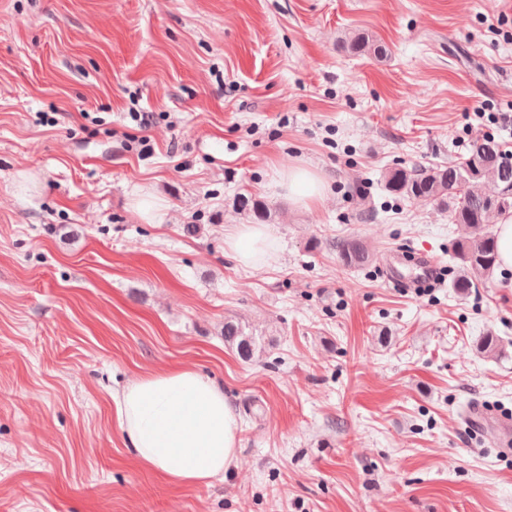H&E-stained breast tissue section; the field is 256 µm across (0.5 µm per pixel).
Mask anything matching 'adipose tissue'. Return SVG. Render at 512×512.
Returning a JSON list of instances; mask_svg holds the SVG:
<instances>
[{
  "mask_svg": "<svg viewBox=\"0 0 512 512\" xmlns=\"http://www.w3.org/2000/svg\"><path fill=\"white\" fill-rule=\"evenodd\" d=\"M270 186L306 207L324 194L320 178L300 166L275 168ZM224 243L243 265L253 266L265 254L268 234L261 224H234L225 229ZM113 400L133 457L170 486L209 484L237 458L236 411L223 387L193 368L140 375Z\"/></svg>",
  "mask_w": 512,
  "mask_h": 512,
  "instance_id": "ef3b65f1",
  "label": "adipose tissue"
}]
</instances>
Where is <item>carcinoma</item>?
I'll list each match as a JSON object with an SVG mask.
<instances>
[{
    "label": "carcinoma",
    "mask_w": 512,
    "mask_h": 512,
    "mask_svg": "<svg viewBox=\"0 0 512 512\" xmlns=\"http://www.w3.org/2000/svg\"><path fill=\"white\" fill-rule=\"evenodd\" d=\"M339 49L352 54L381 55L385 51L382 45L361 35L341 42ZM384 182L388 192L413 202L452 207V223L469 229L468 236L455 245L459 275L452 287L456 291L465 293L489 278L498 266V251L495 235L487 228L488 220L493 213L512 211V157L506 156L494 139H474L459 163L390 168ZM237 206L252 218H267V208L260 202L241 197ZM335 248L347 267L363 266L370 260L367 249L356 239L339 240ZM224 343L246 360L261 352L257 337L234 320L224 321Z\"/></svg>",
    "instance_id": "cac0c4a2"
}]
</instances>
